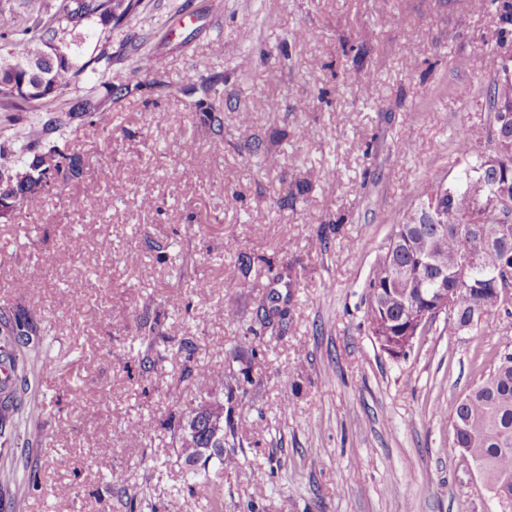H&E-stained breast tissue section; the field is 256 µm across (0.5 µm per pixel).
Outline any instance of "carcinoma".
Returning a JSON list of instances; mask_svg holds the SVG:
<instances>
[{
	"instance_id": "1",
	"label": "carcinoma",
	"mask_w": 512,
	"mask_h": 512,
	"mask_svg": "<svg viewBox=\"0 0 512 512\" xmlns=\"http://www.w3.org/2000/svg\"><path fill=\"white\" fill-rule=\"evenodd\" d=\"M141 0H54L38 9L26 25L15 24L0 13V39L14 41L19 51L0 59V112H40L18 138L21 150L33 155L29 162L0 169V214L5 216L23 204L82 178L83 155L60 147L55 134L77 123L95 126L104 120L109 105L129 88L112 85V52L105 44L90 53L82 50L77 28L94 18L118 26L137 11ZM480 8H493L500 20L499 32L512 25V0H482ZM57 48L61 55L51 60L46 53ZM36 59L43 64L39 76H25L22 63ZM140 70L152 76L147 87L158 89L165 83L154 77V59L141 58ZM93 75L88 90L71 102H59L63 91L82 72ZM28 86H22V82ZM216 78H204L192 87L189 107L205 113L212 133L224 135V120L211 103L217 93ZM502 105L512 110V79H502L490 90V109ZM500 122L488 130V143L496 136L512 137V118L501 113ZM457 163L462 165L457 183L446 190L427 184L418 192L423 200L435 202L434 217L395 225L379 256L368 283L366 322L378 344L401 353L413 345L414 322L434 306L436 289L445 288L457 298L448 311V323L474 322L483 330L489 319L508 301V291L500 287V277L512 271V233L497 237L485 248L488 233L497 224L512 225V210L494 200L491 190L472 193L489 173L482 169L483 151L467 133L460 134ZM483 214L480 224H467L471 214ZM141 341L154 349L165 337L139 319ZM36 329L24 312H0V359L8 364L9 375L0 382V431L10 423L19 406V390L27 385L28 353L24 351ZM449 416L456 444L477 468L486 473L493 496L512 512V341L493 354L489 373L452 402ZM210 430L200 425L193 443L180 444L188 464L201 460L208 447Z\"/></svg>"
}]
</instances>
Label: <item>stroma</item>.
I'll return each mask as SVG.
<instances>
[{"mask_svg":"<svg viewBox=\"0 0 512 512\" xmlns=\"http://www.w3.org/2000/svg\"><path fill=\"white\" fill-rule=\"evenodd\" d=\"M302 26L311 38H295ZM497 29L471 0H142L119 26L86 25L110 45L113 85L133 90L99 126L63 129L82 179L0 218V309L45 327L53 359L34 364L0 435V512H211L169 421L224 398L230 371L254 383L208 466L222 512H500L434 408L488 373L512 305L481 333L438 317L394 360L365 304L394 225L421 209L417 187L453 182L458 131L486 139ZM145 54L164 91L142 88ZM213 75L220 138L184 94ZM146 309L168 338L158 385L143 370Z\"/></svg>","mask_w":512,"mask_h":512,"instance_id":"35a3bbf8","label":"stroma"}]
</instances>
